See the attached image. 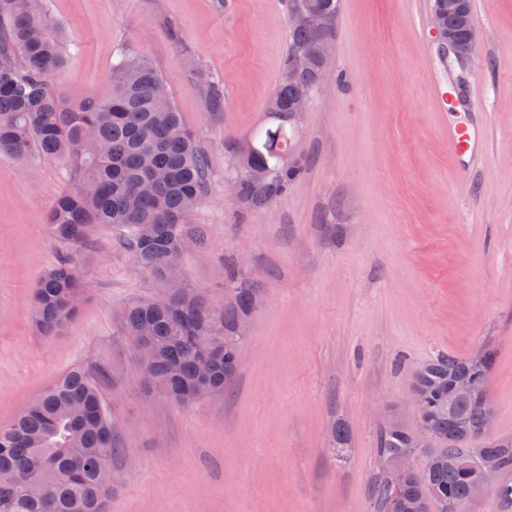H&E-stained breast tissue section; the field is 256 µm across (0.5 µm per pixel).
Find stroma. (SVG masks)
Instances as JSON below:
<instances>
[{
    "label": "stroma",
    "instance_id": "1",
    "mask_svg": "<svg viewBox=\"0 0 512 512\" xmlns=\"http://www.w3.org/2000/svg\"><path fill=\"white\" fill-rule=\"evenodd\" d=\"M60 26L70 102L107 94L119 49L168 81L209 161L192 221L203 247L182 253L183 284L224 305L227 262L256 275L261 304L224 394L189 406L142 383L119 314L161 289L98 225L79 251L86 299L56 335L32 314L39 277L68 246L47 214L68 165L0 158V423L73 367L100 383L115 439L107 512H375L386 418L414 423L411 376L436 354L482 343L496 359L491 436L512 438V0H472L479 35L465 65L440 59L431 0H339L335 78L294 117L303 173L247 207L226 178L231 143L268 121L288 50V0H45ZM224 83L211 106L209 79ZM452 87L443 107L437 85ZM483 132L461 176L448 126ZM347 445L337 449L332 429Z\"/></svg>",
    "mask_w": 512,
    "mask_h": 512
}]
</instances>
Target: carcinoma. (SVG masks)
Masks as SVG:
<instances>
[{"label":"carcinoma","instance_id":"carcinoma-1","mask_svg":"<svg viewBox=\"0 0 512 512\" xmlns=\"http://www.w3.org/2000/svg\"><path fill=\"white\" fill-rule=\"evenodd\" d=\"M443 13V29L464 39L472 25L471 0ZM317 7L337 14V0H289V7ZM334 30L293 28L285 66L292 52L313 57L321 43H332ZM67 64L60 29L44 0H0V157L18 164L37 153L73 166V185L56 198L48 214L52 238L73 249L90 243L98 224L126 231L123 243L134 261L168 286L170 306L151 300L129 304L122 319L139 350L145 380L174 401L188 405L221 395L238 374L237 332L251 312L257 289L245 285L237 267L224 284V309L206 297L171 282L165 267L179 262L182 242L203 243L205 229L190 223L207 195L208 164L195 135L185 126L171 96L158 93L167 84L148 60L120 52L112 66V88L102 97L68 100L56 78ZM316 88L315 69L283 75L269 112L276 124L253 136L249 172L239 181L246 205L275 200L300 174L280 155L294 139L288 118L301 99ZM86 295L77 256L70 254L39 279L34 316L39 332L51 336L75 321ZM485 356L438 355L420 363L412 376L418 405L416 422L432 440L420 452L430 458L424 469L412 467L395 491L393 471L409 451L413 428L405 422L382 430L381 473L375 487L377 512H467L482 465L495 459L500 476L492 494L512 507V439L492 438L487 425V387L495 351ZM477 381L480 395L460 389ZM115 445L99 382L73 369L52 384L12 420L0 423V512H106L114 483L107 475Z\"/></svg>","mask_w":512,"mask_h":512}]
</instances>
